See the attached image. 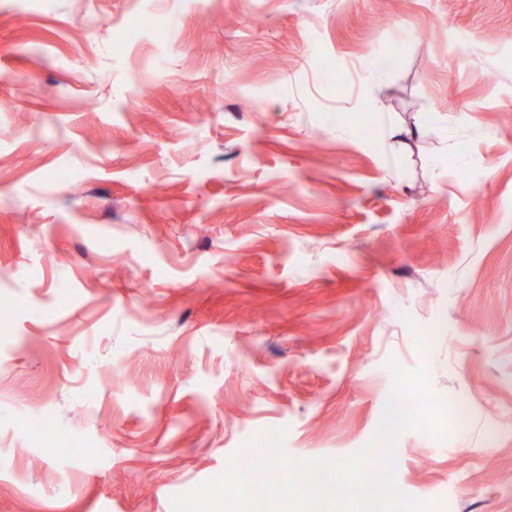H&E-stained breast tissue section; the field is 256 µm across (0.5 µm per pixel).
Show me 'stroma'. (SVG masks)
Masks as SVG:
<instances>
[{"label": "stroma", "mask_w": 512, "mask_h": 512, "mask_svg": "<svg viewBox=\"0 0 512 512\" xmlns=\"http://www.w3.org/2000/svg\"><path fill=\"white\" fill-rule=\"evenodd\" d=\"M511 30L512 0H0V512H171L277 428L348 456L423 362L471 415L399 437V488L512 512Z\"/></svg>", "instance_id": "obj_1"}]
</instances>
